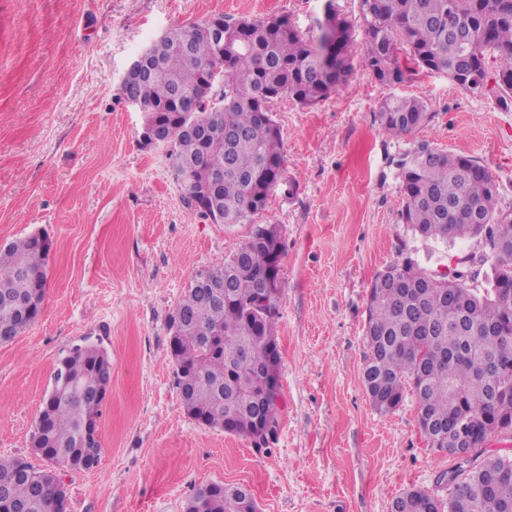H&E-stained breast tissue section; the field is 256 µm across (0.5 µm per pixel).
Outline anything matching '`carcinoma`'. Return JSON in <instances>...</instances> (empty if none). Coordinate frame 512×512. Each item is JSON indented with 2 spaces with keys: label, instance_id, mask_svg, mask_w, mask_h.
<instances>
[{
  "label": "carcinoma",
  "instance_id": "carcinoma-1",
  "mask_svg": "<svg viewBox=\"0 0 512 512\" xmlns=\"http://www.w3.org/2000/svg\"><path fill=\"white\" fill-rule=\"evenodd\" d=\"M364 65L391 87L417 68L447 76L468 93L512 104V0H358ZM189 23L166 33L159 54L143 53L140 74L123 96L156 121L172 149L168 161L185 203L208 201L199 214L220 224H244L265 210L279 182L284 154L271 104L302 106L330 96L348 74L352 23L329 5L306 35L286 16L224 23V44L196 36ZM220 79L222 101L202 103L205 77ZM381 129L411 133L429 119L418 98L391 94L379 106ZM400 221L413 235L447 246L473 241L486 287L437 277L412 259L380 273L367 293L363 384L373 406L388 413L410 383L418 425L431 447L468 431L467 457L448 472V503L423 490L395 497L391 512H512V458L479 447L497 428L512 429V207L499 199L489 169L473 157L419 144L400 163ZM284 245L277 227L262 226L228 259L198 271L169 323L175 381L187 414L210 427L248 437L277 418L276 325ZM50 243L28 235L0 246V344L16 338L41 312ZM224 283L218 299L210 282ZM268 285V305L254 295ZM43 400L32 442L48 462L98 461L93 438L112 380L91 354L63 356ZM190 501L196 512H255L245 488L207 484ZM64 485L44 469L0 457V512H67Z\"/></svg>",
  "mask_w": 512,
  "mask_h": 512
}]
</instances>
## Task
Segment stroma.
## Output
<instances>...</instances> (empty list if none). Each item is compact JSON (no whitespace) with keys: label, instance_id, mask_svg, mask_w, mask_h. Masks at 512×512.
<instances>
[{"label":"stroma","instance_id":"1","mask_svg":"<svg viewBox=\"0 0 512 512\" xmlns=\"http://www.w3.org/2000/svg\"><path fill=\"white\" fill-rule=\"evenodd\" d=\"M328 2L356 19L358 0H0V246L34 233L51 242L40 315L0 344V456L35 461L60 358L95 344L112 361L100 460L60 470L68 512H184L215 482L250 490L261 512H390L413 488L448 500L457 461L421 435L414 396L382 414L365 392L367 289L401 251L434 271L473 252L407 232L399 162L422 142L472 156L512 202V109L423 70L384 87L355 31L351 71L328 99L273 106L285 165L266 210L217 224L187 207L166 147L141 144L144 115L119 92L171 28L285 14L308 33ZM392 93L425 101L430 120L386 134L377 111ZM266 224L285 245L280 428L259 447L184 413L169 318L197 271Z\"/></svg>","mask_w":512,"mask_h":512}]
</instances>
